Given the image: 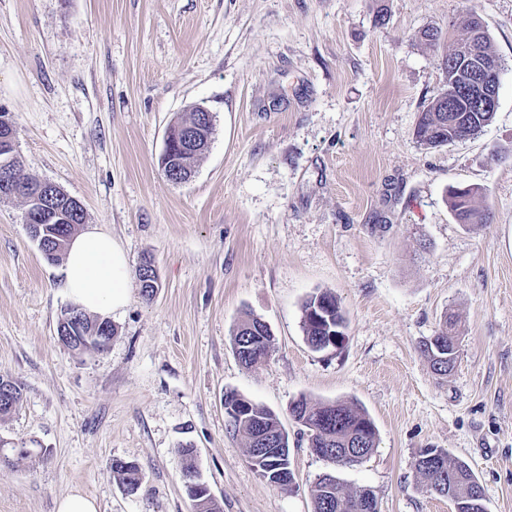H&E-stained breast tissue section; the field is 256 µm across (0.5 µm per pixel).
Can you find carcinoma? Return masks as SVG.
<instances>
[{
  "label": "carcinoma",
  "mask_w": 512,
  "mask_h": 512,
  "mask_svg": "<svg viewBox=\"0 0 512 512\" xmlns=\"http://www.w3.org/2000/svg\"><path fill=\"white\" fill-rule=\"evenodd\" d=\"M443 50L441 69L446 81L464 87L467 76L457 70H448V53ZM494 112L483 109L474 114L464 113L461 121L455 122L448 112V94L439 92L421 112L415 127V136L421 144L433 148L450 141L475 137L493 119ZM195 153L179 152L171 163L172 169L164 171L165 177L174 180L173 169L183 174L191 172ZM13 179L24 188L19 196L39 184L35 179L21 175V160L13 163ZM478 189L453 188L449 194V208L462 224H484L489 220V208L475 205ZM328 305L330 311L317 314V306ZM259 318L243 319L233 333V346L238 359L247 367L264 362L273 348L270 329L259 330ZM346 318L336 296L324 292L314 295L303 305V330L309 345L315 350H324L329 345L324 340L330 335H344ZM423 356L433 372L448 377L457 359V336L452 321L443 322L432 338L420 344ZM292 417L309 433L310 447L320 457H326V449L337 450L336 457L328 459L335 466L347 467L361 462L376 447L377 433L368 414L354 403L341 401L310 402L297 399L290 407ZM232 430L246 439L247 458L255 472L264 473L263 479L280 485L279 474L290 469L289 448L279 447L272 441L282 429L277 415L266 407L248 403V413L231 422ZM421 461L414 462L422 488L427 492L441 487V496L450 499L455 512H486L482 488L470 467L463 461L453 459L442 448H424L417 453ZM313 512H378L377 501L367 489L347 490L331 473L319 477L311 490Z\"/></svg>",
  "instance_id": "cac0c4a2"
}]
</instances>
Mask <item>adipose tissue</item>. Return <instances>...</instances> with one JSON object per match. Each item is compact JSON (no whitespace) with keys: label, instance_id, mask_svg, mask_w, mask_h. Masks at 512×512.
Returning <instances> with one entry per match:
<instances>
[{"label":"adipose tissue","instance_id":"1","mask_svg":"<svg viewBox=\"0 0 512 512\" xmlns=\"http://www.w3.org/2000/svg\"><path fill=\"white\" fill-rule=\"evenodd\" d=\"M130 279L129 259L110 234L92 229L71 239L62 286L83 310L119 311L128 301Z\"/></svg>","mask_w":512,"mask_h":512}]
</instances>
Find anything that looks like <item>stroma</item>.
<instances>
[{
    "mask_svg": "<svg viewBox=\"0 0 512 512\" xmlns=\"http://www.w3.org/2000/svg\"><path fill=\"white\" fill-rule=\"evenodd\" d=\"M469 0H0V111L12 113L25 176L79 199L131 266L160 288L110 320L108 349L78 353L56 327L71 300L44 260L25 206L0 202V378L21 390L0 419V512H56L78 489L99 512H194L180 448H195L220 512H313L333 473L378 512H454L413 462L442 448L466 462L487 512H512V0H478L502 63L498 107L476 137L417 142L445 80L420 38L460 37ZM388 20L376 22L378 8ZM212 112L208 150L186 182L162 174L168 129ZM481 188L490 220L458 223L453 188ZM329 292L342 345L306 341L303 305ZM458 319L447 379L419 345ZM274 336L238 360L246 316ZM274 411L293 484L250 467L224 395ZM362 406L377 443L335 467L289 414L299 398ZM135 463L137 493L112 473ZM259 324L262 325L259 318L248 316L237 325L233 333L232 341L237 357L247 367H255L264 362L273 348L270 329L266 327L261 332ZM256 336L258 340L253 342ZM259 336L264 337V341Z\"/></svg>",
    "mask_w": 512,
    "mask_h": 512,
    "instance_id": "35a3bbf8",
    "label": "stroma"
}]
</instances>
